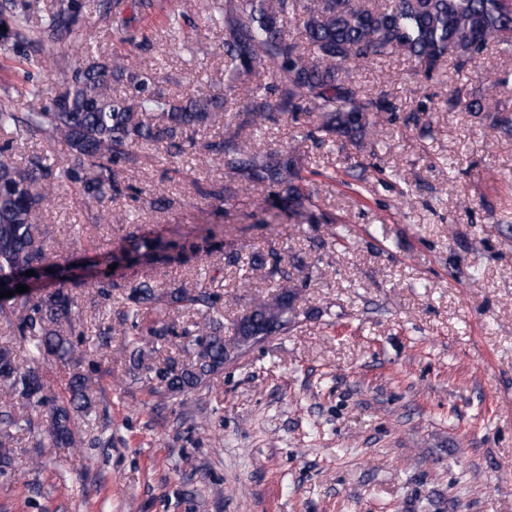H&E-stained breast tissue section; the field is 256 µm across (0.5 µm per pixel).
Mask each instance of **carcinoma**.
I'll list each match as a JSON object with an SVG mask.
<instances>
[{
    "label": "carcinoma",
    "instance_id": "obj_1",
    "mask_svg": "<svg viewBox=\"0 0 512 512\" xmlns=\"http://www.w3.org/2000/svg\"><path fill=\"white\" fill-rule=\"evenodd\" d=\"M224 91L197 88L184 102L170 98L157 86L153 65L130 66L120 56H87L70 64L65 56L40 58L38 66L54 64L59 85L49 104L27 112H15L0 104V129H10L19 138L63 140L68 157L60 164L40 159L20 167L0 150V292L14 291L0 298V317L10 320L16 305L24 315L15 324L18 343L26 350L25 365H16L14 352L0 347V475L7 474L14 456L16 434L20 431L45 436L49 444L71 447L78 443L74 414L87 415L91 409L87 378L74 372L68 379L67 396L45 392L46 365L53 361L67 365L77 350L61 334L83 335L79 312L66 288L72 280V262H52L34 228L55 189L64 183H78L98 203L122 192L118 180L120 164L133 160V149L143 143L166 145L172 157L196 150L189 132L208 126L223 115L235 82L244 77L268 79L253 91L245 112L224 122L218 139L204 151L224 164V187L206 192L214 198L234 193L238 180L260 188L261 208L280 207L295 215L309 211L311 194L303 188L304 177L290 153L259 155L248 149L242 131L253 127L271 113H303L311 118L308 136L320 141L359 142L375 127L382 114L397 106L385 96L368 97L349 80L350 65L356 61L400 54L415 70L426 76L437 71L444 60L454 59L462 69L479 58L487 44L495 42L512 48V0H391L384 7H369L367 0H224ZM76 0H57L47 15L41 35L56 42H70L76 31ZM10 28L0 29V49L19 51L25 37L21 19L11 12ZM293 23L301 41L284 34ZM125 85L122 95L112 85ZM272 91L276 99H267ZM470 112L498 113L496 123L512 131V113L490 107L473 95L458 92L449 101ZM172 244L160 237L140 239L130 253L151 262L168 253ZM52 272H47V269ZM28 269L53 279L58 287L39 295L15 292L17 273ZM268 301L255 303L234 327L233 342L224 340V311L218 298L207 292L177 289L170 304L197 310L199 320L178 332L167 323L155 322L145 328L133 322L132 365L145 372L150 383L170 396L199 392L209 387L214 374L241 355L238 343L251 336H274L288 331L296 318L297 288L284 279ZM133 314L158 300L152 283L144 280L126 294ZM188 337L199 347L198 359L185 364L169 355L162 364H144V344H157L168 336ZM34 411L49 408V419L35 420L16 413L14 402Z\"/></svg>",
    "mask_w": 512,
    "mask_h": 512
}]
</instances>
